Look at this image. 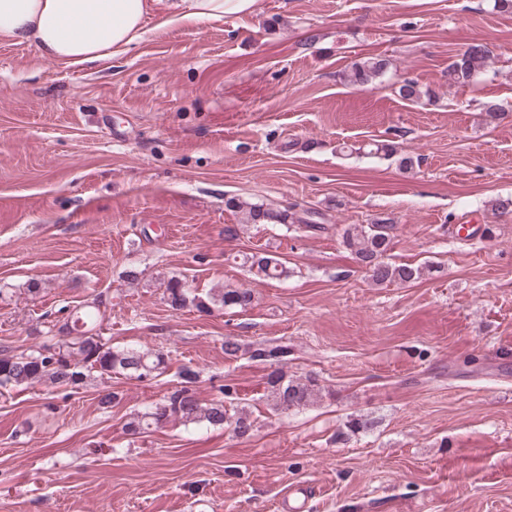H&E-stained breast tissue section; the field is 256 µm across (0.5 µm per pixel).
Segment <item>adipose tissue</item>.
Returning <instances> with one entry per match:
<instances>
[{
  "label": "adipose tissue",
  "instance_id": "adipose-tissue-1",
  "mask_svg": "<svg viewBox=\"0 0 512 512\" xmlns=\"http://www.w3.org/2000/svg\"><path fill=\"white\" fill-rule=\"evenodd\" d=\"M253 0H0V38L33 44L46 60L80 66L119 58L151 14L162 25L220 21Z\"/></svg>",
  "mask_w": 512,
  "mask_h": 512
}]
</instances>
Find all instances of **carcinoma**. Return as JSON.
Returning <instances> with one entry per match:
<instances>
[{"mask_svg": "<svg viewBox=\"0 0 512 512\" xmlns=\"http://www.w3.org/2000/svg\"><path fill=\"white\" fill-rule=\"evenodd\" d=\"M490 61L491 54L486 45H468L449 63L448 84L461 87L473 84L487 70ZM389 64V59L382 55L364 57L352 64L346 73V80L355 86L366 85L383 75ZM398 94L416 103L431 98L429 90L423 89L414 80L403 81ZM226 207L241 214L244 224H280L286 227L291 222L304 228L311 227L303 217L264 204L230 198L226 201ZM393 230L391 219L383 218L366 225L354 224L342 234L346 249L366 270L375 286L409 284L430 271L427 265L413 266L389 261ZM243 264L260 279L273 280L287 276V268L275 255H246ZM164 297L176 311L191 306L205 314L215 307L242 312L250 308L254 300L249 288H226L203 296L193 294L176 277L166 282ZM102 306L103 301L95 297L71 309L66 321L60 326V330L66 331V336L51 346L20 352L0 349V386L50 383L59 387L78 388L93 371L101 376L119 374L138 380L161 374L168 359V354L163 351L112 347L103 342L100 330L105 311ZM247 353L255 361L273 366L265 381L273 410L285 413L292 409H303L322 398V390L314 379L290 377L280 367L286 360L288 347H262L247 352L234 337L224 338L226 357L237 358ZM179 378V385L160 402L127 423L128 432L140 434L153 427L178 421L184 425L205 422L210 426H225L232 429L239 438L252 436L255 424L249 414L223 401L205 404L198 398L196 370L185 366L179 372Z\"/></svg>", "mask_w": 512, "mask_h": 512, "instance_id": "obj_1", "label": "carcinoma"}]
</instances>
